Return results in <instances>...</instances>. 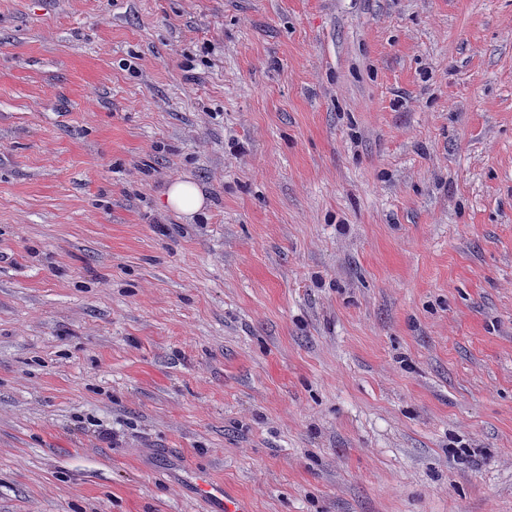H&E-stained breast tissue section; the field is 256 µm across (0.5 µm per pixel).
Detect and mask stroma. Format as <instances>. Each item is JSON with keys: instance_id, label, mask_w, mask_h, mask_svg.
I'll return each mask as SVG.
<instances>
[{"instance_id": "1", "label": "stroma", "mask_w": 512, "mask_h": 512, "mask_svg": "<svg viewBox=\"0 0 512 512\" xmlns=\"http://www.w3.org/2000/svg\"><path fill=\"white\" fill-rule=\"evenodd\" d=\"M199 468L512 512V0H0V512ZM163 197V206L178 215L193 216L205 205V196L200 188L184 180L171 182Z\"/></svg>"}]
</instances>
